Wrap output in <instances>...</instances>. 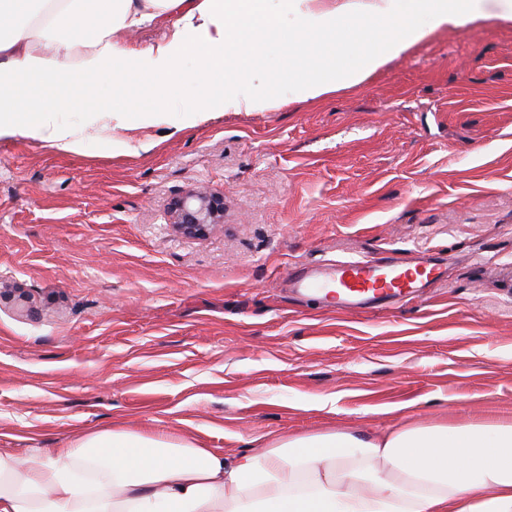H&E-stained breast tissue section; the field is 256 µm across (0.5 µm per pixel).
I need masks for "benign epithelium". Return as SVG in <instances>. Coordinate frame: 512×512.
Segmentation results:
<instances>
[{
  "label": "benign epithelium",
  "mask_w": 512,
  "mask_h": 512,
  "mask_svg": "<svg viewBox=\"0 0 512 512\" xmlns=\"http://www.w3.org/2000/svg\"><path fill=\"white\" fill-rule=\"evenodd\" d=\"M174 230L185 238L201 239L224 223V194L189 190L169 206Z\"/></svg>",
  "instance_id": "7a95c632"
}]
</instances>
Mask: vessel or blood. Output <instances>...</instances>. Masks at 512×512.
<instances>
[{"instance_id": "vessel-or-blood-1", "label": "vessel or blood", "mask_w": 512, "mask_h": 512, "mask_svg": "<svg viewBox=\"0 0 512 512\" xmlns=\"http://www.w3.org/2000/svg\"><path fill=\"white\" fill-rule=\"evenodd\" d=\"M293 277L300 288L313 293L334 289L331 306L366 309L418 295L440 277L437 264L422 259L410 265L359 258L296 270Z\"/></svg>"}]
</instances>
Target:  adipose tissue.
Wrapping results in <instances>:
<instances>
[{
    "instance_id": "obj_1",
    "label": "adipose tissue",
    "mask_w": 512,
    "mask_h": 512,
    "mask_svg": "<svg viewBox=\"0 0 512 512\" xmlns=\"http://www.w3.org/2000/svg\"><path fill=\"white\" fill-rule=\"evenodd\" d=\"M167 18L168 32L138 48L123 33ZM512 20V0H0V140L17 136L79 151L98 134L158 124L178 112L193 127L214 112L276 101L224 51L253 50L257 27L280 33L294 64L274 79L282 95L318 100L359 84L434 31L463 20ZM53 36L54 54L34 43ZM349 35L359 51L318 70L309 53ZM202 55V92L172 103L181 61ZM151 85L136 111L82 106V129L59 124L44 85ZM0 512H512V423L419 421L368 436L294 435L234 456L157 437L104 431L68 448L0 455Z\"/></svg>"
}]
</instances>
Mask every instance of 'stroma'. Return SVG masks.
Returning a JSON list of instances; mask_svg holds the SVG:
<instances>
[{
  "mask_svg": "<svg viewBox=\"0 0 512 512\" xmlns=\"http://www.w3.org/2000/svg\"><path fill=\"white\" fill-rule=\"evenodd\" d=\"M260 40V67L227 61L262 84L288 55ZM65 95L153 101L109 81ZM122 137L0 140V454L104 430L235 454L512 421L511 20L436 31L319 101ZM191 189L224 196L202 239L168 214ZM417 252L443 271L417 299L352 314L284 290L301 265Z\"/></svg>",
  "mask_w": 512,
  "mask_h": 512,
  "instance_id": "stroma-1",
  "label": "stroma"
}]
</instances>
